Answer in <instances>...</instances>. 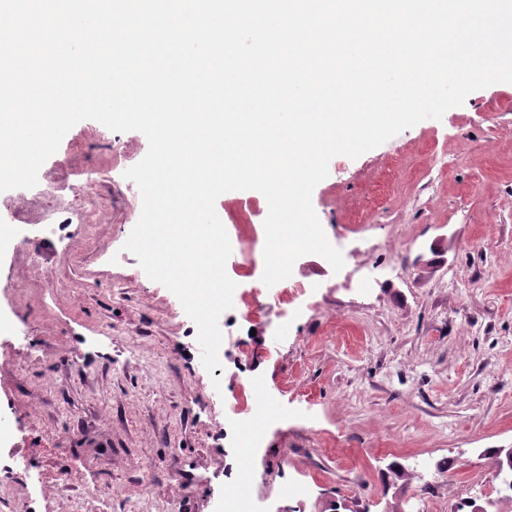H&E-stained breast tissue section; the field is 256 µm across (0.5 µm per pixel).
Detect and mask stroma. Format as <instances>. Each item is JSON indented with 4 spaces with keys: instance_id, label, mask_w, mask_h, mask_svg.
I'll use <instances>...</instances> for the list:
<instances>
[{
    "instance_id": "35a3bbf8",
    "label": "stroma",
    "mask_w": 512,
    "mask_h": 512,
    "mask_svg": "<svg viewBox=\"0 0 512 512\" xmlns=\"http://www.w3.org/2000/svg\"><path fill=\"white\" fill-rule=\"evenodd\" d=\"M147 151L139 132L81 121L25 192L28 220L55 227V253L45 260L33 244L0 266V307L28 331L21 343L0 334V412L17 424L0 504L215 512L243 482L259 512H388L397 500L403 512H455L464 498L498 499L483 479L486 450L512 448V84L334 157L312 205L350 259L337 273L316 254L296 261L294 279L321 283L318 306L299 313L260 273L243 275V256L227 263L266 313L221 324L211 372L178 298L123 249L137 223L123 173ZM105 168L96 190L112 221L91 229L74 189ZM215 208L230 241L263 236L261 193L229 191ZM363 251L377 270L360 283ZM20 274L34 282L22 300L8 288ZM251 375L282 410L255 436L224 420ZM396 467L414 480L394 483ZM60 474L69 497L32 496L34 478ZM110 485L123 493L101 506Z\"/></svg>"
}]
</instances>
